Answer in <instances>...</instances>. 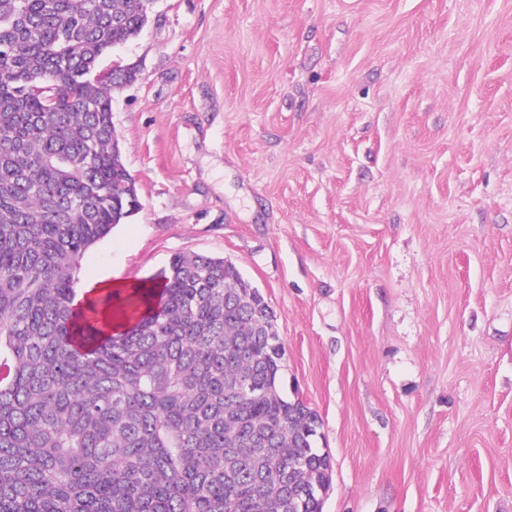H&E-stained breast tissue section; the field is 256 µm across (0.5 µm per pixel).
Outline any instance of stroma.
Here are the masks:
<instances>
[{"mask_svg":"<svg viewBox=\"0 0 512 512\" xmlns=\"http://www.w3.org/2000/svg\"><path fill=\"white\" fill-rule=\"evenodd\" d=\"M111 58L141 207L81 283L231 260L322 512H512V0H155Z\"/></svg>","mask_w":512,"mask_h":512,"instance_id":"1","label":"stroma"}]
</instances>
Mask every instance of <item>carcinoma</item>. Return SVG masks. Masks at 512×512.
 <instances>
[{
    "label": "carcinoma",
    "instance_id": "obj_1",
    "mask_svg": "<svg viewBox=\"0 0 512 512\" xmlns=\"http://www.w3.org/2000/svg\"><path fill=\"white\" fill-rule=\"evenodd\" d=\"M153 2L0 0V512H321L319 416L234 263L174 255L117 333L118 293L76 301L140 206L97 74Z\"/></svg>",
    "mask_w": 512,
    "mask_h": 512
}]
</instances>
